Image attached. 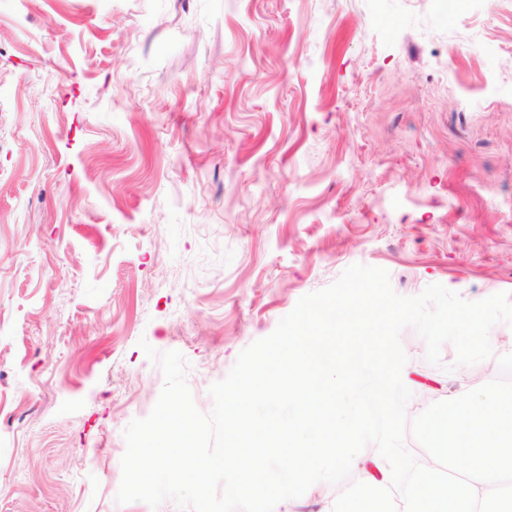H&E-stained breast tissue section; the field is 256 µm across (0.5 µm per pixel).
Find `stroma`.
Segmentation results:
<instances>
[{
	"instance_id": "1",
	"label": "stroma",
	"mask_w": 512,
	"mask_h": 512,
	"mask_svg": "<svg viewBox=\"0 0 512 512\" xmlns=\"http://www.w3.org/2000/svg\"><path fill=\"white\" fill-rule=\"evenodd\" d=\"M512 294V0H0V512L120 504L124 430L195 406L349 266ZM474 379L401 334L420 408Z\"/></svg>"
}]
</instances>
